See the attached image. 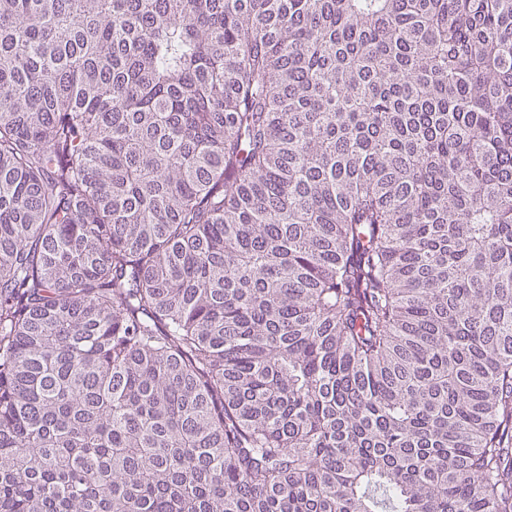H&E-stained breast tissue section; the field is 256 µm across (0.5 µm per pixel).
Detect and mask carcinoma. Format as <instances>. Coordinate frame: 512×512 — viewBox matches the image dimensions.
<instances>
[{
	"instance_id": "carcinoma-1",
	"label": "carcinoma",
	"mask_w": 512,
	"mask_h": 512,
	"mask_svg": "<svg viewBox=\"0 0 512 512\" xmlns=\"http://www.w3.org/2000/svg\"><path fill=\"white\" fill-rule=\"evenodd\" d=\"M0 512H512V0H0Z\"/></svg>"
}]
</instances>
